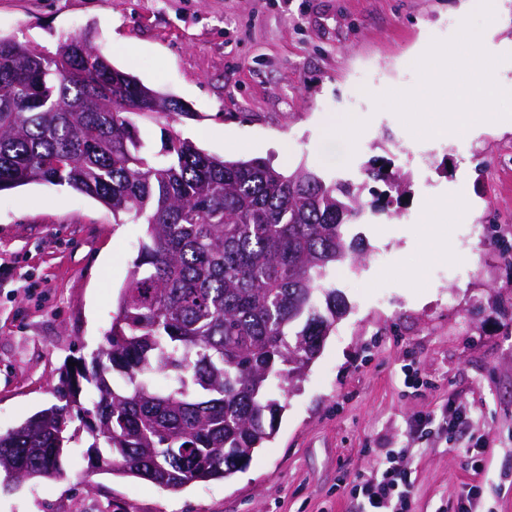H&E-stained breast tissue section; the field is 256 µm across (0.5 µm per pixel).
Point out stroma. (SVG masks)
Wrapping results in <instances>:
<instances>
[{
    "label": "stroma",
    "instance_id": "stroma-1",
    "mask_svg": "<svg viewBox=\"0 0 512 512\" xmlns=\"http://www.w3.org/2000/svg\"><path fill=\"white\" fill-rule=\"evenodd\" d=\"M459 0H0V34L45 52L89 35L112 65L188 104L138 118L161 149L173 131L225 158L304 164L359 178L373 157L408 180L356 225L364 259L336 269L348 304L319 357L287 385L270 442L243 470L179 491L87 469L0 486V512H359L352 488L387 455L411 475L412 512H512V126L415 137L374 96L419 82L413 53L458 31ZM361 123L358 139L325 117ZM434 198L466 213L449 247L420 245ZM145 233L97 201L48 184L0 193V433L54 404L67 363L104 344ZM423 285H406L411 272ZM464 425L444 430L455 415ZM431 420V431L411 430Z\"/></svg>",
    "mask_w": 512,
    "mask_h": 512
}]
</instances>
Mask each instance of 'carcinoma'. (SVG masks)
Returning <instances> with one entry per match:
<instances>
[{"label":"carcinoma","instance_id":"carcinoma-1","mask_svg":"<svg viewBox=\"0 0 512 512\" xmlns=\"http://www.w3.org/2000/svg\"><path fill=\"white\" fill-rule=\"evenodd\" d=\"M150 92L86 37L49 55L0 36V192L67 186L116 224H146L94 371L65 369L58 402L0 434L8 484L61 476L75 417L93 473L177 491L244 469L273 437L281 380L303 375L346 313L336 265L363 253L350 227L406 192L377 159L365 181L387 189L367 204L304 164L225 160L177 133L155 152L135 118L189 111Z\"/></svg>","mask_w":512,"mask_h":512}]
</instances>
